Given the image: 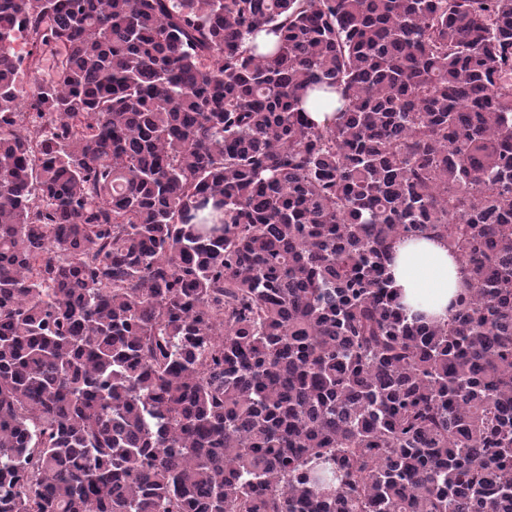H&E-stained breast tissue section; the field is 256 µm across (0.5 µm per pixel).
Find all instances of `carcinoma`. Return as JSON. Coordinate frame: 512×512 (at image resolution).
I'll list each match as a JSON object with an SVG mask.
<instances>
[{"label":"carcinoma","mask_w":512,"mask_h":512,"mask_svg":"<svg viewBox=\"0 0 512 512\" xmlns=\"http://www.w3.org/2000/svg\"><path fill=\"white\" fill-rule=\"evenodd\" d=\"M0 512H512V0H0ZM389 267L408 313L422 312L437 322L448 320L452 302L471 282L461 260L426 238L398 241Z\"/></svg>","instance_id":"obj_1"}]
</instances>
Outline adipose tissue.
<instances>
[{
  "instance_id": "adipose-tissue-1",
  "label": "adipose tissue",
  "mask_w": 512,
  "mask_h": 512,
  "mask_svg": "<svg viewBox=\"0 0 512 512\" xmlns=\"http://www.w3.org/2000/svg\"><path fill=\"white\" fill-rule=\"evenodd\" d=\"M390 271L408 313L422 312L438 322L447 321L452 302L470 285L462 261L426 238L398 241Z\"/></svg>"
}]
</instances>
